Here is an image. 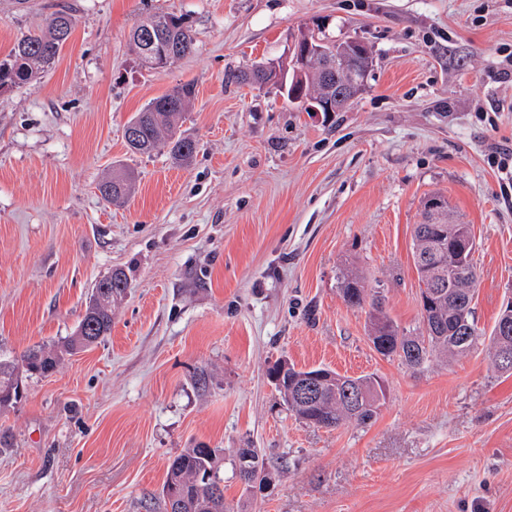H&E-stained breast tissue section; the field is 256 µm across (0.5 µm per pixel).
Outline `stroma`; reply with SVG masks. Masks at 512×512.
Instances as JSON below:
<instances>
[{"mask_svg":"<svg viewBox=\"0 0 512 512\" xmlns=\"http://www.w3.org/2000/svg\"><path fill=\"white\" fill-rule=\"evenodd\" d=\"M61 7L56 65L0 93V359L75 336L112 271L129 287L110 335L0 410V512H161L170 461L199 444L246 512H512V376L483 346L412 372L337 289L355 263L417 330L413 227L440 194L472 227L483 334L512 299V0H0V59ZM156 12L196 44L161 71L129 49ZM312 29L372 50L346 109L237 82ZM186 82L191 161L129 152L127 122ZM118 170L135 188L110 203ZM281 359L377 375L378 415L305 424L267 377ZM247 446L274 476L252 496L229 475ZM134 186L132 173H123L112 176V179L105 180L98 185V190L104 200L112 201L130 195Z\"/></svg>","mask_w":512,"mask_h":512,"instance_id":"stroma-1","label":"stroma"}]
</instances>
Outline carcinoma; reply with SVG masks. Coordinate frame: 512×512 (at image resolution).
Returning a JSON list of instances; mask_svg holds the SVG:
<instances>
[{"instance_id": "obj_1", "label": "carcinoma", "mask_w": 512, "mask_h": 512, "mask_svg": "<svg viewBox=\"0 0 512 512\" xmlns=\"http://www.w3.org/2000/svg\"><path fill=\"white\" fill-rule=\"evenodd\" d=\"M186 19L168 13L153 14L132 31L130 49L148 69L166 68L191 53L194 39ZM75 17L65 10L54 11L37 31L21 33L6 58L0 60V91L26 85L51 68L69 39ZM287 97L304 105L328 95L320 74L308 72L304 80L286 81ZM195 95L194 85L185 83L153 99L136 113L125 129V141L133 153L167 152L177 162H188L194 153L192 141L178 135V124ZM134 177L123 172L101 182L103 199L112 201L130 195ZM474 239L471 225L457 220L433 218L425 212L424 221L415 225L413 260L420 282V319L418 333L400 328L386 312L384 297L377 288L368 287L358 270L344 267L339 291L351 307L371 300L368 335L377 353L398 359L412 371H421L431 363L448 357H466L478 347L482 333L473 317L472 303L478 282L473 261ZM128 288L122 273L100 279L92 289L78 333L52 348H30L12 361L0 360V409L17 401L21 392L20 372L45 375L52 372L64 356L88 348L112 330V303ZM512 322L509 308L500 310L488 337L492 364L503 374L512 375V333L499 332L503 322ZM283 374L288 384H300L314 377L320 395L307 403L283 391L284 400L303 422L325 429L346 423L365 424L376 415L384 397L382 381L374 375L345 376L316 367L308 370L290 365L282 369L275 363L268 373ZM221 449L201 446L188 448L170 463L162 488L163 512H234L215 496L213 487L224 483L220 476ZM267 470L261 448H239L232 460V476L249 485Z\"/></svg>"}]
</instances>
